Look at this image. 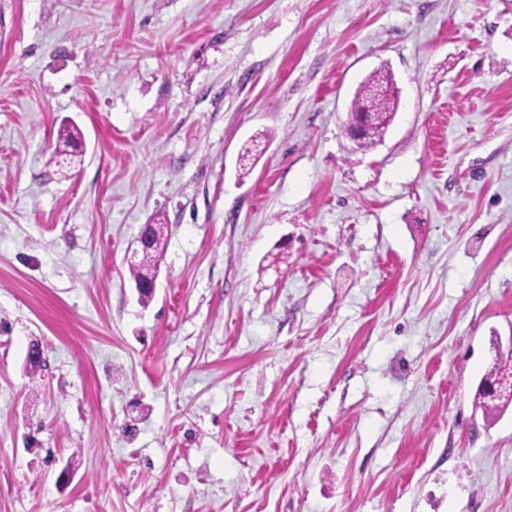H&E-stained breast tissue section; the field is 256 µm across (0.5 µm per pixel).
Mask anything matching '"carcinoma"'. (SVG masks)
Returning <instances> with one entry per match:
<instances>
[{
    "instance_id": "carcinoma-1",
    "label": "carcinoma",
    "mask_w": 512,
    "mask_h": 512,
    "mask_svg": "<svg viewBox=\"0 0 512 512\" xmlns=\"http://www.w3.org/2000/svg\"><path fill=\"white\" fill-rule=\"evenodd\" d=\"M398 105V89L392 74L380 69L369 74L359 85L351 101L348 122H354L359 113L374 108L379 113L371 126L370 134L360 144V149L367 150L383 140L393 119ZM59 148L56 156L68 164L81 156L79 151L78 132L71 125H63L58 134ZM152 246L143 252L138 262L130 267L134 281L140 282L147 278L148 272L155 264L156 256L164 239V225L154 224L151 228ZM512 383V349L499 353L485 374L475 407L481 410L484 418L494 420L500 417L512 405V394L509 384Z\"/></svg>"
}]
</instances>
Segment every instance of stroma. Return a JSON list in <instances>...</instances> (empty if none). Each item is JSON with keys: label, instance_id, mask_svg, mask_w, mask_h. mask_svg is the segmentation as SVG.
<instances>
[{"label": "stroma", "instance_id": "obj_1", "mask_svg": "<svg viewBox=\"0 0 512 512\" xmlns=\"http://www.w3.org/2000/svg\"><path fill=\"white\" fill-rule=\"evenodd\" d=\"M499 350L512 0H0V512H512ZM376 94L379 96L375 105L373 98ZM371 104L374 112L382 113L375 119L368 137L357 147L362 150L370 149L383 140L398 105V89L388 70L372 72L359 85L351 101L348 123L356 121L359 112H365ZM78 132L72 125L64 124L59 131V145L56 149V156L62 158L67 164H73L74 158L82 157L79 151ZM62 147V148H61ZM69 149H71L69 151ZM152 246L143 252L138 262L129 266L134 281L140 282L147 278L148 272L152 270L155 264L156 256L161 249L164 239V224H152ZM512 383V350L507 353H498L493 359V363L485 374L477 402L476 409L481 410L484 418L495 420L500 417L512 404V395L509 393V384ZM492 384H498L502 389L498 395H492L487 391V387Z\"/></svg>", "mask_w": 512, "mask_h": 512}]
</instances>
